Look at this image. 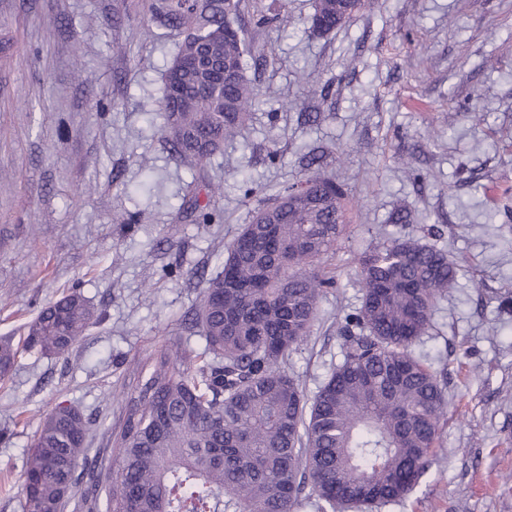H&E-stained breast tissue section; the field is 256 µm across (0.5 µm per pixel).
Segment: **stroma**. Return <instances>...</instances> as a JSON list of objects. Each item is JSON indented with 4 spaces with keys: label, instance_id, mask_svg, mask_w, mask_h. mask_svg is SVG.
Segmentation results:
<instances>
[{
    "label": "stroma",
    "instance_id": "1",
    "mask_svg": "<svg viewBox=\"0 0 512 512\" xmlns=\"http://www.w3.org/2000/svg\"><path fill=\"white\" fill-rule=\"evenodd\" d=\"M244 2L260 98L203 165L199 192L221 193L198 224L177 215L192 173L159 114L175 39L148 0H0V337L74 285L103 315L65 355L20 352L0 386V512H23L16 480L56 403L87 421L88 475L142 361L203 351L185 321L248 221L243 181L270 196L317 146L348 222L324 263L339 287L289 372L312 395L341 362L362 251L438 225L458 276L414 351L446 378L447 422L414 492L380 512H512V223L490 218L512 207V0H376L324 36L306 23L313 0ZM257 6L294 23L255 26ZM400 208L410 223H392Z\"/></svg>",
    "mask_w": 512,
    "mask_h": 512
}]
</instances>
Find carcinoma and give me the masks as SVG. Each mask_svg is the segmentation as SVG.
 <instances>
[{
    "label": "carcinoma",
    "instance_id": "1",
    "mask_svg": "<svg viewBox=\"0 0 512 512\" xmlns=\"http://www.w3.org/2000/svg\"><path fill=\"white\" fill-rule=\"evenodd\" d=\"M371 0H314L310 29L329 34ZM242 0H151L150 20L175 32L163 73L161 134L196 168L250 119L259 89L250 54L230 28ZM346 191L316 169L260 199L226 246L192 322L205 341L194 362L166 350L143 364L112 434L114 463L100 468L105 512H365L405 499L441 439L446 386L412 353L457 263L421 237L390 238L363 251L359 311L345 316L342 357L309 399L288 372L309 337L319 297L337 287L322 269L346 223ZM192 188L179 213L209 222ZM96 311L73 289L24 326V347L65 354ZM18 356L0 338V384ZM81 412L62 401L35 432L18 478L24 512H61L86 451Z\"/></svg>",
    "mask_w": 512,
    "mask_h": 512
}]
</instances>
